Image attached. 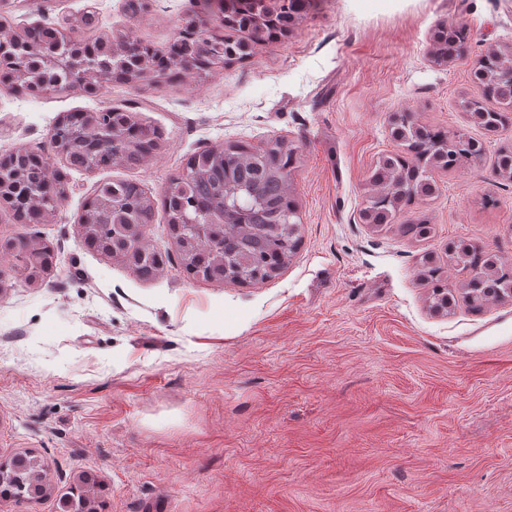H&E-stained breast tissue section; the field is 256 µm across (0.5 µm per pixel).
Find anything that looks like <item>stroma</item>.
<instances>
[{"mask_svg":"<svg viewBox=\"0 0 512 512\" xmlns=\"http://www.w3.org/2000/svg\"><path fill=\"white\" fill-rule=\"evenodd\" d=\"M0 0L22 34L91 10L101 33L165 50L188 13L219 27L218 0ZM469 33L465 58L430 56L439 25ZM512 49V0H310L288 37L244 63L174 84L99 95L0 87V156L46 147L74 110L120 107L162 133L141 167L71 173L47 223L0 208V242L49 245L26 281L0 252V461L47 465L42 497L0 512H59L80 475L103 512H512V298L480 313L430 306L423 271L458 240L512 263V180L492 172L512 124L490 132L464 104L488 47ZM481 139V158L432 168L434 196L367 224L369 179L396 151L391 121ZM295 148L302 244L256 286L186 276L171 257L151 281L83 246L77 218L101 183L159 195L187 160L247 141ZM424 219L429 233L405 236Z\"/></svg>","mask_w":512,"mask_h":512,"instance_id":"stroma-1","label":"stroma"}]
</instances>
